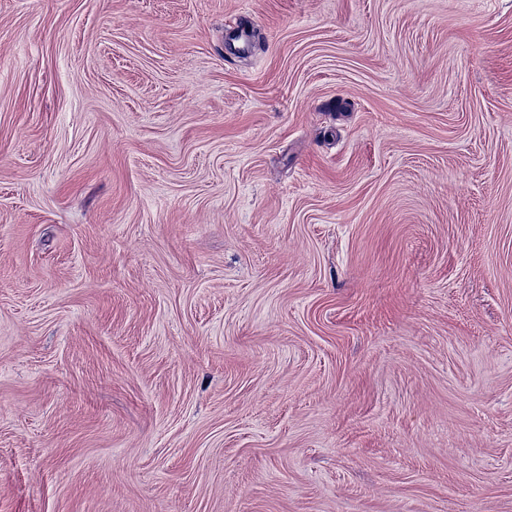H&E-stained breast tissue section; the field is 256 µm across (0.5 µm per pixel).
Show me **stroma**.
Returning a JSON list of instances; mask_svg holds the SVG:
<instances>
[{"mask_svg": "<svg viewBox=\"0 0 512 512\" xmlns=\"http://www.w3.org/2000/svg\"><path fill=\"white\" fill-rule=\"evenodd\" d=\"M0 512H512V0H0Z\"/></svg>", "mask_w": 512, "mask_h": 512, "instance_id": "35a3bbf8", "label": "stroma"}]
</instances>
